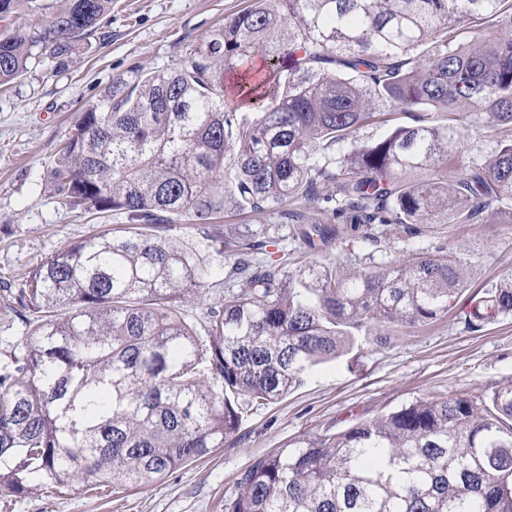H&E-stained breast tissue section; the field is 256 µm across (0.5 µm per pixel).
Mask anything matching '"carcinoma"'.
<instances>
[{
  "label": "carcinoma",
  "instance_id": "1",
  "mask_svg": "<svg viewBox=\"0 0 512 512\" xmlns=\"http://www.w3.org/2000/svg\"><path fill=\"white\" fill-rule=\"evenodd\" d=\"M111 13L69 0L1 34L0 87L66 67ZM258 58L264 76L238 90L252 108L227 103L224 74ZM466 114L484 156L465 153ZM51 183L61 206L126 226L62 248L21 290L38 316L0 352V495L160 482L351 352L352 329L429 323L466 284L449 253L290 273L251 233L218 234L234 261L200 332L184 304L206 295L205 260L164 231L265 212L316 250L336 224H511L512 0H252L175 67L79 112ZM509 312L512 278L464 329ZM224 512H512V384L295 438L238 476ZM465 147L469 150V153H481L485 154L490 151L491 145L485 137L487 134L482 127L479 116H468L465 120Z\"/></svg>",
  "mask_w": 512,
  "mask_h": 512
}]
</instances>
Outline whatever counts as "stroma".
Wrapping results in <instances>:
<instances>
[{
    "mask_svg": "<svg viewBox=\"0 0 512 512\" xmlns=\"http://www.w3.org/2000/svg\"><path fill=\"white\" fill-rule=\"evenodd\" d=\"M250 2L112 0L103 26L107 40H93L64 72L43 63L0 92V350L29 331L14 311L29 273L64 246L123 224L119 216L101 219L56 202L48 170L78 112L107 94L117 79L175 66L190 44ZM245 222L254 236L273 237L276 250L290 258L289 271L298 270L303 245L291 226L273 223L265 214L250 215ZM212 234V226L203 224H174L166 230L172 241L210 263L208 295L187 303L198 323L223 291L224 259L214 250ZM447 251L463 259L469 276L447 314L425 325L392 327L384 344L376 342L375 327L356 330L352 353L312 368L288 396L250 412L223 448L163 482L137 489L90 492L75 485L54 490L34 482L23 495L0 497V512H224V497L238 475L293 438L334 431L353 418L372 417L418 398L484 393L512 383V315L476 332L464 331L461 323L475 294L512 278V224H425L410 240L390 229L375 245L343 235L312 263L339 262L348 270L368 261Z\"/></svg>",
    "mask_w": 512,
    "mask_h": 512,
    "instance_id": "1",
    "label": "stroma"
}]
</instances>
